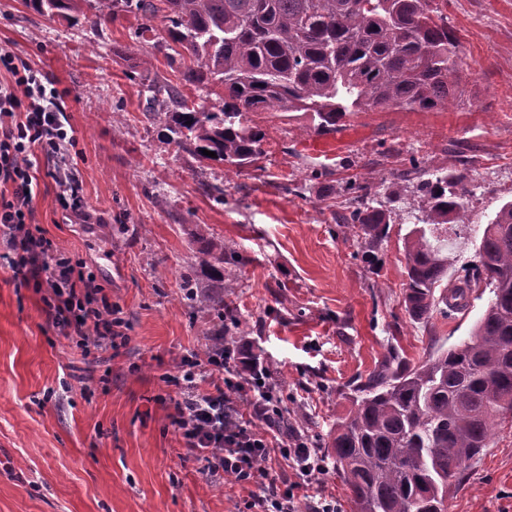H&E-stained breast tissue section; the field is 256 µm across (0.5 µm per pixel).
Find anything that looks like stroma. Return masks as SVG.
Here are the masks:
<instances>
[{
  "label": "stroma",
  "instance_id": "35a3bbf8",
  "mask_svg": "<svg viewBox=\"0 0 512 512\" xmlns=\"http://www.w3.org/2000/svg\"><path fill=\"white\" fill-rule=\"evenodd\" d=\"M465 54L456 106L386 108L315 135L303 113L254 112L267 133L259 169L235 175L168 145L147 117L148 85L179 75L163 46L131 52L141 16L71 26L24 0H0V48L40 70L60 93L74 139L85 213L63 209L38 178L33 223L59 253L86 261L127 323L128 342L100 361L48 323L43 293L0 267V512H241L248 490L187 454L171 424L180 363L207 359L213 315L191 313L181 276L202 257L200 230L223 238L224 302L237 323L224 338L258 357L289 420L325 458L300 491L355 512L326 453L351 408V390L389 346L417 362L469 338L490 294L464 311L413 321L403 302L404 242L422 202L401 171L467 174L466 224L448 227L456 276L480 233L512 201V0H443ZM119 112L112 122L109 112ZM367 186L390 216L387 238L365 254L342 237L348 182ZM224 187L215 203L203 184ZM446 512H512V420L498 421L480 459L448 495Z\"/></svg>",
  "mask_w": 512,
  "mask_h": 512
}]
</instances>
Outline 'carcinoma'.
I'll return each instance as SVG.
<instances>
[{
    "mask_svg": "<svg viewBox=\"0 0 512 512\" xmlns=\"http://www.w3.org/2000/svg\"><path fill=\"white\" fill-rule=\"evenodd\" d=\"M441 0H25L37 13L96 25L120 11L145 23L130 49L151 34L180 64V81L223 89L191 108L180 91L150 113L177 150L237 172L263 156L266 132L250 112H304L318 133L336 131L354 112L398 107L445 110L460 95L461 43ZM160 23H155V20ZM422 198L421 225L405 241L404 304L414 320L448 315L443 235L463 219L466 185L406 173ZM356 192L346 234L375 248L389 228L384 210ZM211 284L185 278L189 306L224 318V239L198 235ZM467 299L483 283L490 298L472 336L411 364L389 349L356 385L352 409L336 423L328 450L356 512H445L448 490L466 463L488 447L493 426L512 418V201L483 228L476 260L465 268Z\"/></svg>",
    "mask_w": 512,
    "mask_h": 512,
    "instance_id": "carcinoma-1",
    "label": "carcinoma"
}]
</instances>
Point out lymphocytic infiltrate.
I'll return each mask as SVG.
<instances>
[{"mask_svg":"<svg viewBox=\"0 0 512 512\" xmlns=\"http://www.w3.org/2000/svg\"><path fill=\"white\" fill-rule=\"evenodd\" d=\"M58 99L41 71L0 50V256L14 275L44 288V312L53 325L82 347H111L124 325L119 308L86 264L55 253L52 241L29 227L43 160L53 164L62 207L82 211L76 168L54 164L68 137ZM207 365L212 380L201 388L197 363L186 362V386L175 404L173 423L187 453L251 486L246 512H296L300 481L323 473L322 457L301 436L282 435L280 400L243 353L213 352ZM275 452L294 463L298 482L270 477L266 463Z\"/></svg>","mask_w":512,"mask_h":512,"instance_id":"f902f5d3","label":"lymphocytic infiltrate"}]
</instances>
